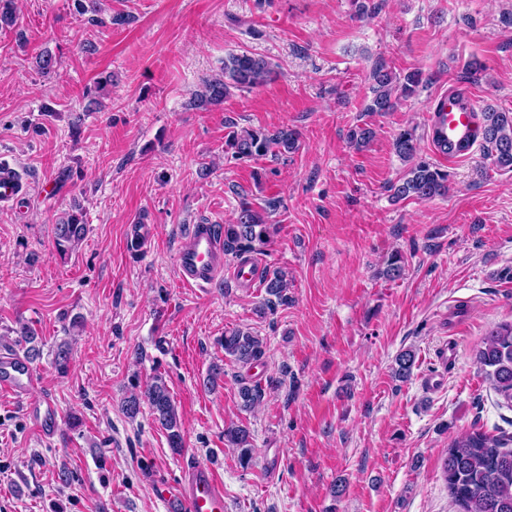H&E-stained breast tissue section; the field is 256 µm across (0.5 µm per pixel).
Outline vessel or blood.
<instances>
[{"label":"vessel or blood","instance_id":"1","mask_svg":"<svg viewBox=\"0 0 512 512\" xmlns=\"http://www.w3.org/2000/svg\"><path fill=\"white\" fill-rule=\"evenodd\" d=\"M480 118L476 102L464 89L439 94L427 118L426 139L435 156L453 162L470 156L477 146ZM18 171L0 166V203L8 204L27 193ZM176 263L179 280L190 288L208 287L223 272H230L236 285L254 287L257 269L252 257H238L232 267L224 265V246L213 225H192L179 242ZM37 377L25 359L15 354L0 356V394L15 397L28 394ZM28 415L35 430L43 436L55 433L59 425V409L51 398H43L30 407ZM153 488L167 512H224V485L217 472L207 465L186 469L177 485L154 480Z\"/></svg>","mask_w":512,"mask_h":512}]
</instances>
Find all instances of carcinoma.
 I'll return each instance as SVG.
<instances>
[{
    "instance_id": "cac0c4a2",
    "label": "carcinoma",
    "mask_w": 512,
    "mask_h": 512,
    "mask_svg": "<svg viewBox=\"0 0 512 512\" xmlns=\"http://www.w3.org/2000/svg\"><path fill=\"white\" fill-rule=\"evenodd\" d=\"M274 68L266 58L246 51L230 53L224 57L222 74L203 81L195 93L194 106L207 110L224 103L233 89L254 88L267 83ZM372 98L367 112H390L400 98H409L420 84V74L411 72L398 79L383 66L370 73ZM481 137L494 165L512 171V113L486 107L482 113ZM297 147V134L282 128L274 132L264 129L231 131L224 141V153L237 159L265 157L269 153L281 155ZM396 154L411 160L417 151V139L412 129L401 130L394 140ZM393 195L399 199L413 197L430 200L448 194V173L426 161L414 163L406 176L391 185ZM86 234L85 222L72 215L53 227L56 252L64 256L76 249ZM270 225L262 213L251 203L244 202L233 224L224 225V251L232 256L249 253L255 245L270 241ZM266 293L271 299L266 309L288 301L285 273L275 269L263 278ZM37 336L29 327L19 331L15 345L24 351L27 361L40 357ZM224 357L247 370L258 364L265 348L261 338L243 329L224 333ZM475 360L489 379L499 397V404L512 409V322L491 329L481 346L475 351ZM241 405L249 409L262 399V387L249 376L238 379ZM147 405L154 420L166 431L169 447L182 448L181 424L170 391L162 375L153 377L145 389L138 382L131 383L130 395L123 401L122 410L133 418L141 405ZM224 441L238 452L239 462L247 467L252 461L251 435L247 427L230 425L224 429ZM442 473L448 492L460 512H512V435L502 432L488 435L473 431L451 440L442 458Z\"/></svg>"
}]
</instances>
